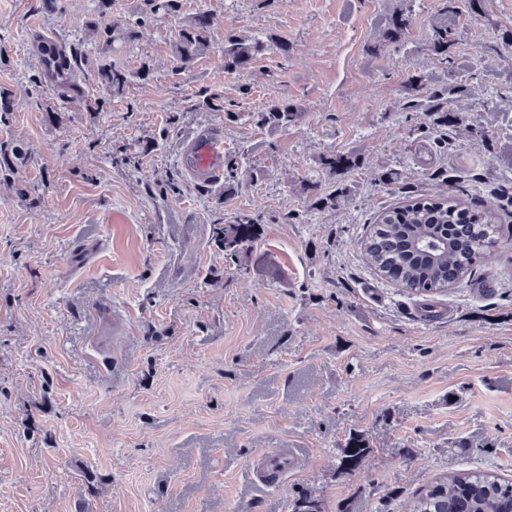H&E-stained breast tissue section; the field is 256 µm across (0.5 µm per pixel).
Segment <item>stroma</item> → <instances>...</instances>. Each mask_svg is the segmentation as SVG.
Wrapping results in <instances>:
<instances>
[{"label":"stroma","instance_id":"stroma-1","mask_svg":"<svg viewBox=\"0 0 512 512\" xmlns=\"http://www.w3.org/2000/svg\"><path fill=\"white\" fill-rule=\"evenodd\" d=\"M445 5L180 0L104 55L94 0H0V140L26 154L0 180V512H400L451 470L512 478V0ZM200 11L212 47L178 69ZM228 34L265 42L251 68L225 70ZM42 38L123 66V97L36 87ZM416 86L449 125L404 111ZM278 103L298 119L262 126ZM207 128L238 175L204 192L180 156ZM460 185L502 203L473 280L425 298L379 276L378 213ZM217 215L259 220L237 259ZM354 436L369 452L340 469ZM290 448L302 467L253 482Z\"/></svg>","mask_w":512,"mask_h":512}]
</instances>
